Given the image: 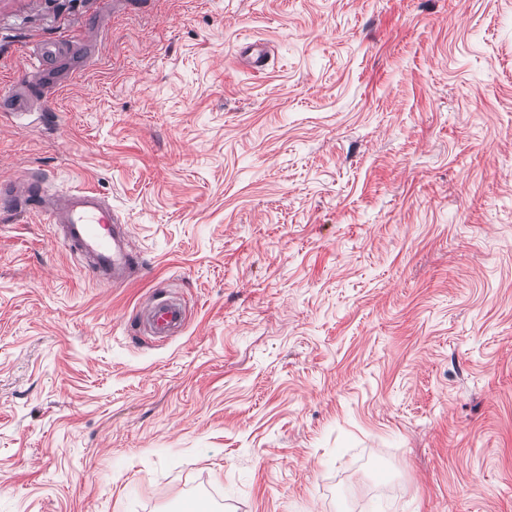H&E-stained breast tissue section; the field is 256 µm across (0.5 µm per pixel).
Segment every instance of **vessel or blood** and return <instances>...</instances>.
Returning a JSON list of instances; mask_svg holds the SVG:
<instances>
[{
    "label": "vessel or blood",
    "instance_id": "1",
    "mask_svg": "<svg viewBox=\"0 0 512 512\" xmlns=\"http://www.w3.org/2000/svg\"><path fill=\"white\" fill-rule=\"evenodd\" d=\"M238 58L246 69L258 74L268 64L269 48L262 41L240 43ZM39 178L27 177L10 183L16 200L33 210L47 211L52 223L63 230L60 246L87 262L95 280L103 286L121 284L124 273L139 264L140 252L116 213L96 192L78 189L69 192L55 207H47L46 194ZM189 319V306L176 292L152 293L137 313L140 333L154 342L180 335Z\"/></svg>",
    "mask_w": 512,
    "mask_h": 512
}]
</instances>
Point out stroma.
Wrapping results in <instances>:
<instances>
[{"label": "stroma", "instance_id": "stroma-1", "mask_svg": "<svg viewBox=\"0 0 512 512\" xmlns=\"http://www.w3.org/2000/svg\"><path fill=\"white\" fill-rule=\"evenodd\" d=\"M1 89L143 265L0 204V512H512V0H0ZM238 58L245 64L246 69L254 74L265 71L268 64L269 48L267 43L260 40L244 41L238 45ZM189 319V306L176 292H153L137 312L140 333L154 342L180 335Z\"/></svg>", "mask_w": 512, "mask_h": 512}]
</instances>
